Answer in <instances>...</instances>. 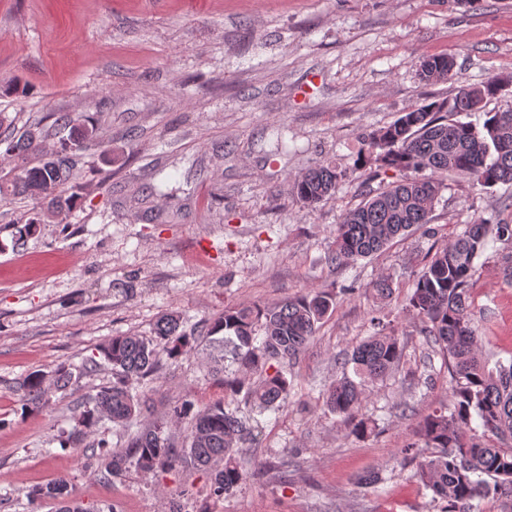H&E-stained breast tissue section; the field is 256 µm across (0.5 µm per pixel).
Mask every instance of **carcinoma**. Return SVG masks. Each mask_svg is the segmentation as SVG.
<instances>
[{
    "label": "carcinoma",
    "mask_w": 512,
    "mask_h": 512,
    "mask_svg": "<svg viewBox=\"0 0 512 512\" xmlns=\"http://www.w3.org/2000/svg\"><path fill=\"white\" fill-rule=\"evenodd\" d=\"M450 56L436 55L419 66L426 84L446 82L454 76ZM512 83L491 77L478 86L461 87L448 99L424 101L401 113L390 125L374 133L364 162H373L383 174L393 172L387 183L361 206L345 212L336 225L328 259L335 264L368 257L415 226L432 221L443 179L467 176L482 188L512 183V110L486 113L482 128L452 116L483 111L490 98ZM60 138L49 158L34 162L40 151L41 129L29 127L20 135L0 133L4 154L20 158L11 179H0V197L16 193L52 197L59 210L75 207L77 196L56 194L82 159L83 143L97 137V129L79 125L70 114L57 118ZM344 174L328 164H318L293 180L297 198L318 204L336 196ZM494 241L512 244V224H468L462 233L437 248L418 277L407 310L423 324L425 336L439 347L451 377L449 404L426 415L416 439L400 450L402 460L415 465L414 477L433 498L445 503L442 512H472L473 501L488 497H512V362L492 373L480 358L481 337L469 316V286L475 259ZM327 291L310 290L273 305H249L224 310L202 325L209 337L230 343L241 364L240 376L224 381V400L203 409L183 403L171 417L190 420L187 446L179 448L163 435L164 422L150 421L127 434L122 451L98 443L105 459L100 478L109 479L135 464L145 474L176 464L212 471L216 497L234 490L245 478L240 464V445L251 432L226 409L225 400L245 394L259 409L281 407L291 389L286 375L270 361L295 358L314 336L317 324L333 307ZM374 333L362 340L346 364L344 375L326 391V405L352 424L350 432L365 436L374 422L363 416L362 403L369 384L389 375L399 365L402 350L398 338L386 332L373 316ZM195 332L182 328L180 317L167 313L159 318L154 336H114L101 347L112 366L114 381L79 405L78 423L90 428L102 421L130 428L133 420L151 412L150 398L133 393V385L157 369L159 352L171 358L195 350ZM74 373L62 364L53 378L36 371L22 383L24 409L36 411L49 401L51 387H65ZM68 496L64 478L30 491V497Z\"/></svg>",
    "instance_id": "obj_1"
}]
</instances>
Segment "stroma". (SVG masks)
<instances>
[{
    "label": "stroma",
    "instance_id": "35a3bbf8",
    "mask_svg": "<svg viewBox=\"0 0 512 512\" xmlns=\"http://www.w3.org/2000/svg\"><path fill=\"white\" fill-rule=\"evenodd\" d=\"M444 54L456 60L453 79L422 83L417 61ZM491 76L512 79V0H0V121L18 133L40 126L48 152L59 141L51 113L98 129L66 185L81 195L73 212L46 217V200L29 195L0 203V512H58L29 493L61 476L91 512H163L169 498L181 512H440L398 451L448 403L451 378L405 300L465 225L512 224V183L480 190L454 178L431 224L348 264L328 252L342 214L369 197L357 168L368 137L423 98ZM318 163L344 178L335 198L311 206L292 181ZM36 214L45 223L14 246L15 224ZM510 252L489 244L470 289L490 370L512 363ZM382 276L393 286L384 300L371 288ZM312 288L336 304L282 365L295 379L287 403H230L254 435L232 492L211 496L210 473L181 465L146 476L130 464L100 479L92 445L124 446L108 421L84 431L81 449L69 444L79 404L113 381L98 353L112 337L152 336L171 311L188 329ZM374 315L394 329L402 358L370 386L363 414L377 429L359 438L322 394ZM61 364L71 384L43 410H24L23 379ZM158 365L139 386L158 419L223 399L240 372L232 350L206 336ZM370 471L378 486L359 483Z\"/></svg>",
    "mask_w": 512,
    "mask_h": 512
}]
</instances>
